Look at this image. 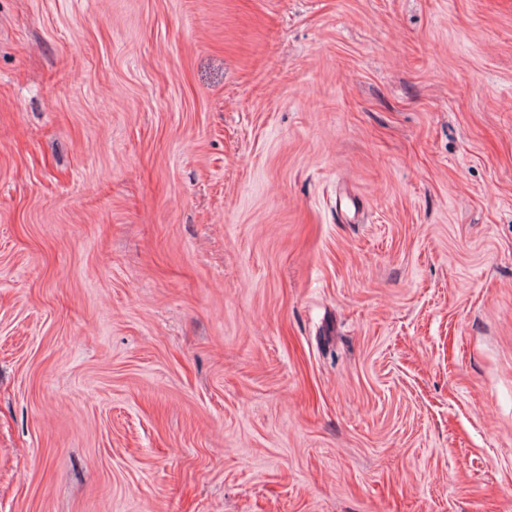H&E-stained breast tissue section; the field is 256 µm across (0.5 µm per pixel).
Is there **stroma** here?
<instances>
[{"mask_svg":"<svg viewBox=\"0 0 512 512\" xmlns=\"http://www.w3.org/2000/svg\"><path fill=\"white\" fill-rule=\"evenodd\" d=\"M0 512H512V0H0Z\"/></svg>","mask_w":512,"mask_h":512,"instance_id":"1","label":"stroma"}]
</instances>
